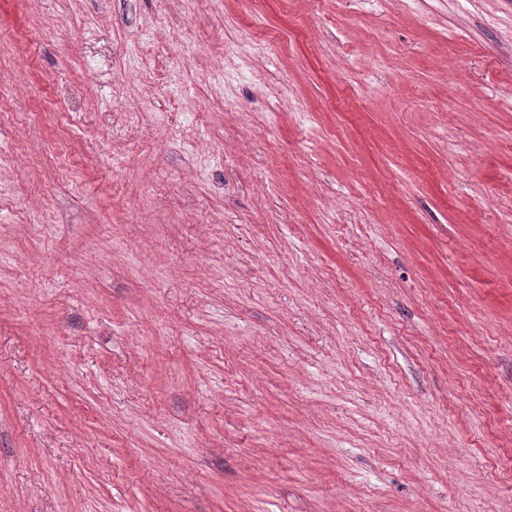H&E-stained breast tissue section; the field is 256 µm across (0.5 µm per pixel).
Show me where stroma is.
<instances>
[{"mask_svg":"<svg viewBox=\"0 0 512 512\" xmlns=\"http://www.w3.org/2000/svg\"><path fill=\"white\" fill-rule=\"evenodd\" d=\"M0 89V512H512V0H0Z\"/></svg>","mask_w":512,"mask_h":512,"instance_id":"obj_1","label":"stroma"}]
</instances>
